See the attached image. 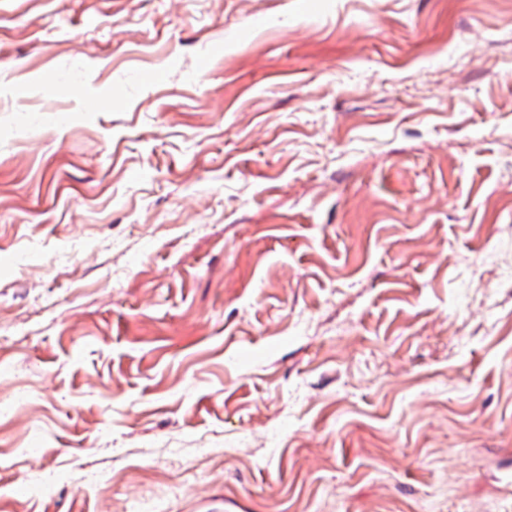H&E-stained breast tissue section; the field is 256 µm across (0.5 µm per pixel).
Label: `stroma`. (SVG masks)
<instances>
[{
    "mask_svg": "<svg viewBox=\"0 0 512 512\" xmlns=\"http://www.w3.org/2000/svg\"><path fill=\"white\" fill-rule=\"evenodd\" d=\"M0 512H512V0H0Z\"/></svg>",
    "mask_w": 512,
    "mask_h": 512,
    "instance_id": "1",
    "label": "stroma"
}]
</instances>
